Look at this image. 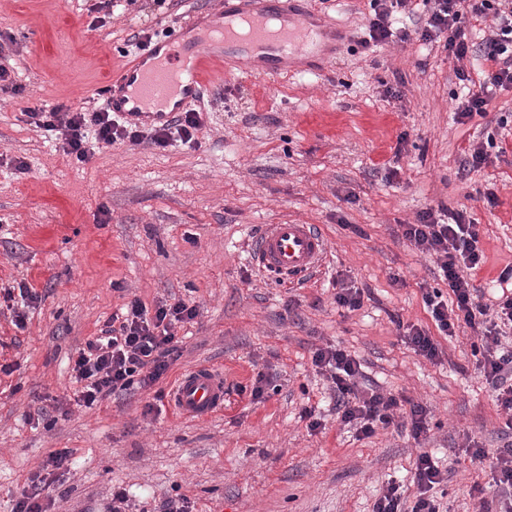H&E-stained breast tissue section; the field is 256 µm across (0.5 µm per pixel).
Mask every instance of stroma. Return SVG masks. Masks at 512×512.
Instances as JSON below:
<instances>
[{
    "mask_svg": "<svg viewBox=\"0 0 512 512\" xmlns=\"http://www.w3.org/2000/svg\"><path fill=\"white\" fill-rule=\"evenodd\" d=\"M217 0H153L105 14L101 0H0V32L25 87L0 93V512H11L49 452L74 449L49 512H106L114 487L142 512L185 497L193 512H372L388 482L407 502L411 471L429 452L447 481L443 512H474L491 497L494 472L471 461L512 439L463 328L429 361L403 328L434 330L423 295L439 287L431 263L394 229L427 208H466L491 291L512 264V136L489 149L481 170L461 174L463 151L500 116L512 120V88L496 90L486 117L455 120L456 63L437 48L365 49L369 0H312L345 34L314 76L258 78L237 69L206 77L196 106L195 147L103 146L77 162L47 132L26 124L33 103L90 107L144 26H177ZM25 170H17V162ZM315 224L328 259L302 284L260 273L252 244L268 224ZM344 281L361 308L335 301ZM40 298L25 329L9 320L7 289ZM180 297L199 310L178 328L172 370L224 371V406L204 421L180 418L164 398L136 390L56 420H29L39 404L68 400L72 358L133 298L147 307ZM341 348L366 383L426 403L428 432L357 438L336 419L312 357ZM265 399L254 402L257 375ZM314 408L324 429L301 419Z\"/></svg>",
    "mask_w": 512,
    "mask_h": 512,
    "instance_id": "stroma-1",
    "label": "stroma"
}]
</instances>
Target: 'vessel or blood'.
Listing matches in <instances>:
<instances>
[{
  "label": "vessel or blood",
  "instance_id": "b4317fda",
  "mask_svg": "<svg viewBox=\"0 0 512 512\" xmlns=\"http://www.w3.org/2000/svg\"><path fill=\"white\" fill-rule=\"evenodd\" d=\"M341 35L307 0H223L195 14L113 72L110 110L142 128L167 125L198 97L212 64L241 66L264 77L321 71ZM328 243L310 224L266 225L253 258L268 277L298 281L321 268ZM224 405V372L210 365L185 371L172 393L181 417L204 420Z\"/></svg>",
  "mask_w": 512,
  "mask_h": 512
}]
</instances>
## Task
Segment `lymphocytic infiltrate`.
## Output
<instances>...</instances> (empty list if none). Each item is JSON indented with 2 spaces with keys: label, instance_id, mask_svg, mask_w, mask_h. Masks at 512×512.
Wrapping results in <instances>:
<instances>
[{
  "label": "lymphocytic infiltrate",
  "instance_id": "f902f5d3",
  "mask_svg": "<svg viewBox=\"0 0 512 512\" xmlns=\"http://www.w3.org/2000/svg\"><path fill=\"white\" fill-rule=\"evenodd\" d=\"M413 2L370 0L363 47L404 44L414 38L441 44L447 56L460 63L455 71L461 93L458 119L484 114L493 91L512 86V0H421L423 11L419 14ZM404 15L415 17V28L397 26V19ZM483 19L490 22L488 31L481 39H473V24ZM467 59H481L491 67L475 79L462 66ZM23 114L28 124L54 133L63 153L81 162L90 160L102 144L147 140L163 149L177 143L194 146L203 126L201 114L194 108L147 135L103 107L78 111L63 104L50 109L33 105L25 107ZM397 235L433 262L444 284L443 289L423 295L436 333L408 328L407 344L414 353L432 361L440 353L438 336L452 337L463 328L478 331L480 372L508 416L507 428L512 429V342L506 336L512 328V290L490 304L475 286V277L486 261L478 246L476 224L466 209L453 212L445 224L429 208L419 213L415 223L400 225ZM197 315L196 305L181 298L159 302L151 309L140 299L130 300L121 313L112 315L100 336L79 349L72 365L75 404L90 409L119 393L147 391L165 381L180 343L176 329L193 322ZM312 364L329 383L338 419L353 428L357 437L369 438L390 427L410 428L416 438L425 434L426 404L362 386L361 364L345 350L317 349ZM73 455L70 448L50 452L41 469L30 475L12 512H47L45 505L52 500L54 484L59 475L70 471ZM444 480L432 456L421 453L412 477L419 489L414 505H407L400 485L390 482L376 499L373 512H440L432 492Z\"/></svg>",
  "mask_w": 512,
  "mask_h": 512
}]
</instances>
